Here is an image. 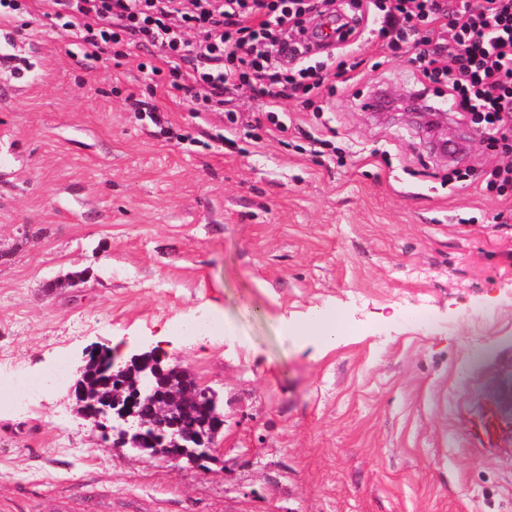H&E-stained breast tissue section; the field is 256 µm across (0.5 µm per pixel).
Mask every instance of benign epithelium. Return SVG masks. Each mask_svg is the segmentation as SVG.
<instances>
[{"label": "benign epithelium", "instance_id": "obj_1", "mask_svg": "<svg viewBox=\"0 0 512 512\" xmlns=\"http://www.w3.org/2000/svg\"><path fill=\"white\" fill-rule=\"evenodd\" d=\"M114 383L112 398L94 400L86 379L74 386L78 412L93 422L106 438H112V448L133 451L140 446L145 429L155 436L154 456L177 463L184 458L202 461L210 458L213 444L198 435L181 443L176 439V411L195 393L187 384L182 368L163 363V357L153 351L135 354L128 359L112 355L105 371ZM164 401L168 415L162 421H149L140 412L143 402Z\"/></svg>", "mask_w": 512, "mask_h": 512}]
</instances>
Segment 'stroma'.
Wrapping results in <instances>:
<instances>
[{
	"label": "stroma",
	"instance_id": "1",
	"mask_svg": "<svg viewBox=\"0 0 512 512\" xmlns=\"http://www.w3.org/2000/svg\"><path fill=\"white\" fill-rule=\"evenodd\" d=\"M0 30L31 63L0 64V372L70 367L32 411L0 409V512H512V432L469 435L512 395V197L486 193L501 153L462 114L451 181L435 133L365 110L406 93L408 58L366 41L321 113L286 104L287 132L230 148L223 113L149 90L143 51L83 67L76 37ZM336 309L348 335L305 333ZM109 349L218 393L216 460L120 454L77 415L70 386ZM504 409L496 405L484 410L477 422L473 424L471 435L483 447L491 446L495 439L499 425L504 418Z\"/></svg>",
	"mask_w": 512,
	"mask_h": 512
}]
</instances>
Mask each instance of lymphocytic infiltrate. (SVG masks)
<instances>
[{
  "mask_svg": "<svg viewBox=\"0 0 512 512\" xmlns=\"http://www.w3.org/2000/svg\"><path fill=\"white\" fill-rule=\"evenodd\" d=\"M60 35L79 37L84 58L146 51L149 80L182 91L194 113H224L230 125L277 124L286 100L320 111L324 92L352 66L353 45L317 58L307 35L336 0H43ZM370 32L388 58L415 63L413 93L444 86L457 111L470 114L505 160L486 181L488 192L512 190V0H365ZM258 101L245 117L236 95Z\"/></svg>",
  "mask_w": 512,
  "mask_h": 512,
  "instance_id": "f902f5d3",
  "label": "lymphocytic infiltrate"
}]
</instances>
